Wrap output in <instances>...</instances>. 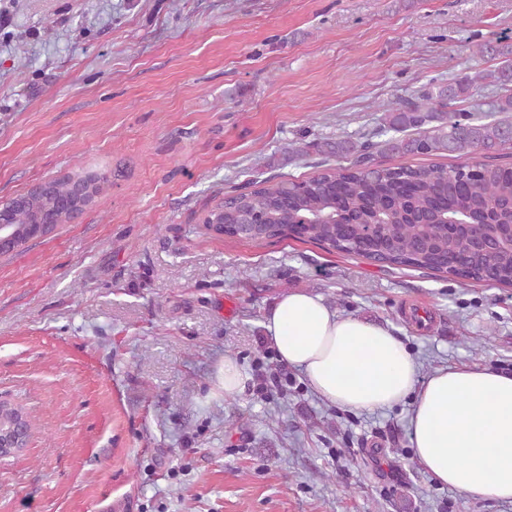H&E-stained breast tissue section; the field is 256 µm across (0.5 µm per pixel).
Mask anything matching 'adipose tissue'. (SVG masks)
<instances>
[{"instance_id": "obj_1", "label": "adipose tissue", "mask_w": 512, "mask_h": 512, "mask_svg": "<svg viewBox=\"0 0 512 512\" xmlns=\"http://www.w3.org/2000/svg\"><path fill=\"white\" fill-rule=\"evenodd\" d=\"M264 327L279 361L328 403L376 411L413 398L411 442L425 471L449 488L512 502V374L473 364L419 380L389 329L304 291L283 295Z\"/></svg>"}]
</instances>
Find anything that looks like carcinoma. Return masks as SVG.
Here are the masks:
<instances>
[{
  "label": "carcinoma",
  "instance_id": "1",
  "mask_svg": "<svg viewBox=\"0 0 512 512\" xmlns=\"http://www.w3.org/2000/svg\"><path fill=\"white\" fill-rule=\"evenodd\" d=\"M481 56H512V44L488 40ZM503 94L497 111L512 112V64L466 74L448 85L422 91L393 106L381 118L378 143L338 138L314 147L336 157L354 156L346 166L325 167L304 180L270 183L224 196L211 209L206 228L218 236L253 242L295 238L328 251L356 254L383 267L446 273L462 281L492 282L512 288V166L485 161L481 152L512 151V123L482 122L453 108L487 79ZM433 127H428V124ZM411 156L453 155L460 163L375 165L371 150ZM94 185L99 196L105 172L77 170L57 184L53 196H32L13 211L18 245L29 225L71 193V181ZM485 224L487 248H474L459 220Z\"/></svg>",
  "mask_w": 512,
  "mask_h": 512
}]
</instances>
